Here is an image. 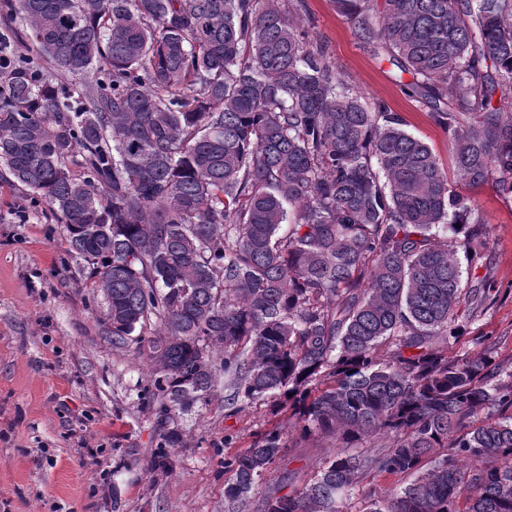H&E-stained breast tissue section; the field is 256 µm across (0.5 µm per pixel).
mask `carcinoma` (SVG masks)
<instances>
[{"label": "carcinoma", "mask_w": 512, "mask_h": 512, "mask_svg": "<svg viewBox=\"0 0 512 512\" xmlns=\"http://www.w3.org/2000/svg\"><path fill=\"white\" fill-rule=\"evenodd\" d=\"M333 3L411 76L404 91L448 134L458 183L512 193V0ZM304 12L0 0V164L92 265L112 342L137 335L140 399L161 425L223 375L232 410L289 395L302 434L342 441L263 512H346L372 474L406 481L368 489L363 512H512V371L444 347L461 295L472 318L495 291L464 286L456 260L484 259L482 231L457 240L483 218L398 113L362 104ZM378 434L390 445L363 448ZM180 443L165 432L151 470L173 473ZM286 450L274 426L225 457L227 501Z\"/></svg>", "instance_id": "carcinoma-1"}]
</instances>
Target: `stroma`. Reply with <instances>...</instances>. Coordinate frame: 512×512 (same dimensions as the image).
Listing matches in <instances>:
<instances>
[{"label":"stroma","mask_w":512,"mask_h":512,"mask_svg":"<svg viewBox=\"0 0 512 512\" xmlns=\"http://www.w3.org/2000/svg\"><path fill=\"white\" fill-rule=\"evenodd\" d=\"M317 35L366 105L385 102L426 143L456 185L447 134L407 96L399 71L354 37L331 0H306ZM484 220L487 256L463 263L464 279L490 278L500 295L448 343L449 357L494 345L512 368V194L493 184L461 187ZM67 231L46 205L12 186L0 168V512H259L284 475L304 482L333 455L336 441L290 439L256 489L228 503L224 457L250 448L288 409L271 404L229 411L231 389L174 422L183 437L176 467L150 469L163 430L143 406L148 365L135 339L116 344L102 322L103 298L90 267L67 252Z\"/></svg>","instance_id":"stroma-1"}]
</instances>
